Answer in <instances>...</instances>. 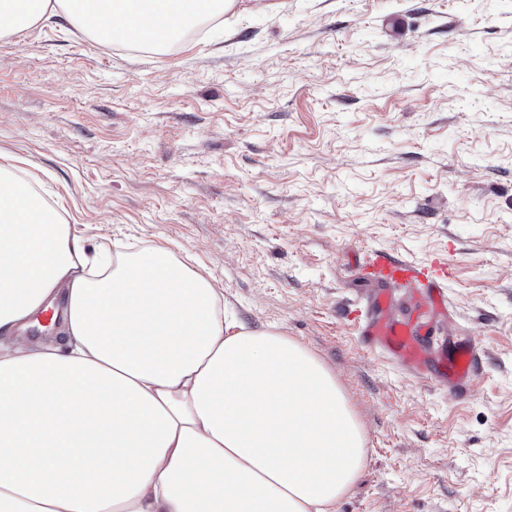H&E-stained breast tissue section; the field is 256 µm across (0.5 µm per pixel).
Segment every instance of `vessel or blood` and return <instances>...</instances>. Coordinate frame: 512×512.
<instances>
[{"label": "vessel or blood", "instance_id": "1", "mask_svg": "<svg viewBox=\"0 0 512 512\" xmlns=\"http://www.w3.org/2000/svg\"><path fill=\"white\" fill-rule=\"evenodd\" d=\"M377 293L371 313L359 325L365 344L386 352L400 365L428 381L447 385L464 395L479 376L481 350L473 337L464 336L444 346L439 357L428 353L432 327L448 307L447 263H415L386 252H371L364 265ZM405 289L410 310L405 317L390 313L394 289Z\"/></svg>", "mask_w": 512, "mask_h": 512}]
</instances>
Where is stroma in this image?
<instances>
[{
  "label": "stroma",
  "mask_w": 512,
  "mask_h": 512,
  "mask_svg": "<svg viewBox=\"0 0 512 512\" xmlns=\"http://www.w3.org/2000/svg\"><path fill=\"white\" fill-rule=\"evenodd\" d=\"M161 50L65 18L0 40V165L85 249L163 246L332 371L367 457L335 512H512V0H236ZM371 249L448 261L432 349L362 344Z\"/></svg>",
  "instance_id": "35a3bbf8"
}]
</instances>
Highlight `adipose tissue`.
<instances>
[{"mask_svg":"<svg viewBox=\"0 0 512 512\" xmlns=\"http://www.w3.org/2000/svg\"><path fill=\"white\" fill-rule=\"evenodd\" d=\"M234 0H0V39L62 16L161 48ZM61 307L56 338L24 336ZM362 427L330 369L224 313L165 247L86 253L0 167V512H331Z\"/></svg>","mask_w":512,"mask_h":512,"instance_id":"obj_1","label":"adipose tissue"}]
</instances>
